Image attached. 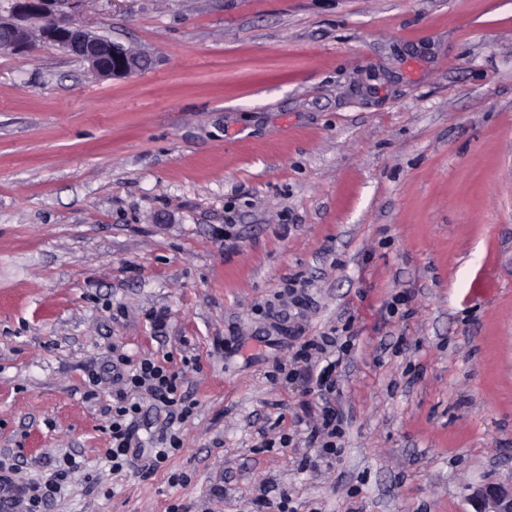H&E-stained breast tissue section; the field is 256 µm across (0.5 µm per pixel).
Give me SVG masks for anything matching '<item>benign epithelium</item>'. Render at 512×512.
Instances as JSON below:
<instances>
[{"mask_svg": "<svg viewBox=\"0 0 512 512\" xmlns=\"http://www.w3.org/2000/svg\"><path fill=\"white\" fill-rule=\"evenodd\" d=\"M69 2L77 0H14L10 16L0 15V46L20 56L28 55L34 33L21 21L40 20L41 43L60 47L88 63L91 73L100 79L126 78L145 68L147 57L74 23L67 13L52 9L55 4ZM478 501L476 512H512V485H488L478 492Z\"/></svg>", "mask_w": 512, "mask_h": 512, "instance_id": "7a95c632", "label": "benign epithelium"}]
</instances>
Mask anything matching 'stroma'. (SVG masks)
Instances as JSON below:
<instances>
[{"mask_svg": "<svg viewBox=\"0 0 512 512\" xmlns=\"http://www.w3.org/2000/svg\"><path fill=\"white\" fill-rule=\"evenodd\" d=\"M146 55L0 49V450L46 512H475L512 483V0H81ZM296 281L308 302L292 305ZM164 315L166 326L153 320ZM345 347L303 465L304 340ZM178 373L106 458L113 350ZM64 467L54 471L52 479L44 483H26L25 485L10 486L7 494L0 498L1 512H42L41 508L52 494L61 489V485L68 480L71 473L78 470L80 462L75 457L63 460Z\"/></svg>", "mask_w": 512, "mask_h": 512, "instance_id": "1", "label": "stroma"}]
</instances>
